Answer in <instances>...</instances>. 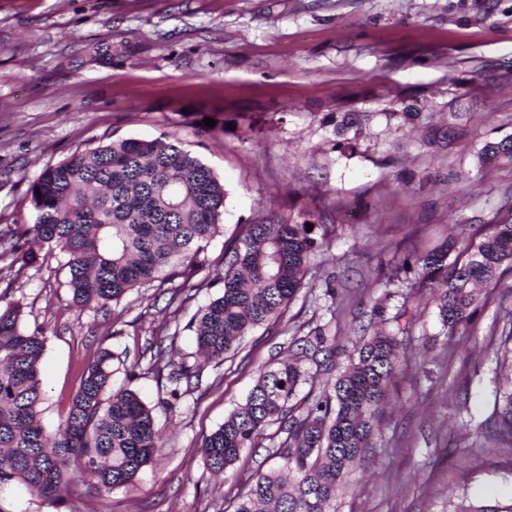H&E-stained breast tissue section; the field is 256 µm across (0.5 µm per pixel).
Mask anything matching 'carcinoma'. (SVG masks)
Listing matches in <instances>:
<instances>
[{
  "mask_svg": "<svg viewBox=\"0 0 512 512\" xmlns=\"http://www.w3.org/2000/svg\"><path fill=\"white\" fill-rule=\"evenodd\" d=\"M477 158L482 165L512 162V137L485 143ZM28 196L35 224L7 233L18 240L32 234L38 250L13 243L0 251V262L40 269L64 255L73 304L105 316L139 288L161 289L169 318L151 329L126 377L131 382L142 370L153 374L170 408L199 388L203 367L196 356L219 366L245 336L284 317L306 285L317 249L335 231L270 218L239 224L224 236V184L199 158L161 138L89 144L44 168ZM217 236L224 244L214 265L205 251ZM454 249L447 241L407 256L386 278L388 286L429 289L442 325L451 330L476 314L475 285L512 268V223L487 225L481 240L462 244L450 263ZM210 288L222 292L192 318L196 351L184 353L176 348L178 315ZM415 318L404 302L393 316L396 332L363 336L340 351L316 328L293 340L291 359L260 369L245 403L197 448L209 470L225 475L243 452L258 455V436L277 425L266 459L279 458L283 466L267 468L262 461L247 491L224 495L233 512H335L338 495L371 448L401 366L399 335ZM44 351V331L25 327L21 304L0 307V489L21 484L57 510L67 505L78 477L95 492L126 487L162 443L153 409L129 386L112 387L114 355L107 349L81 368L67 413L56 430H46L40 417ZM338 353L346 360L343 370L321 391L298 398L302 385L331 371ZM304 359L315 363V372L301 365ZM494 414L499 428L512 434V375L496 394ZM450 512H512V503L462 502Z\"/></svg>",
  "mask_w": 512,
  "mask_h": 512,
  "instance_id": "obj_1",
  "label": "carcinoma"
}]
</instances>
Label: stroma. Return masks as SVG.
I'll return each mask as SVG.
<instances>
[{
    "label": "stroma",
    "mask_w": 512,
    "mask_h": 512,
    "mask_svg": "<svg viewBox=\"0 0 512 512\" xmlns=\"http://www.w3.org/2000/svg\"><path fill=\"white\" fill-rule=\"evenodd\" d=\"M96 45L111 54L92 59ZM511 135L512 0H0V227L34 224L30 182L76 149L161 136L223 182L225 234L268 217L336 227L283 319L205 366L202 390L170 409L153 375L134 380L164 448L127 487H79L73 512H222V480L198 446L292 337L321 327L349 345L367 324L393 331L384 276L403 255L512 222V163L476 157ZM351 137L353 154L339 146ZM66 282L57 258L8 295L46 331L50 428L99 349L135 354L165 318L150 288L121 302L120 320L79 312ZM407 300L419 319L336 512L512 501V435L492 418L512 271L481 287L473 320L453 332L428 289ZM379 302L384 316L370 320Z\"/></svg>",
    "instance_id": "stroma-1"
}]
</instances>
